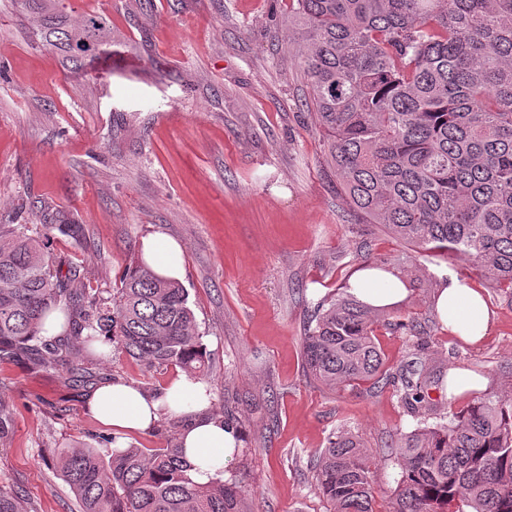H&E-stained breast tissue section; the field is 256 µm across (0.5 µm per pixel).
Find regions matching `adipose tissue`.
<instances>
[{"label":"adipose tissue","instance_id":"adipose-tissue-1","mask_svg":"<svg viewBox=\"0 0 512 512\" xmlns=\"http://www.w3.org/2000/svg\"><path fill=\"white\" fill-rule=\"evenodd\" d=\"M182 254L181 245L174 239L151 236L143 241V260L161 277L180 279ZM349 285L360 302L374 308L394 307L408 296L398 275L377 267L358 269ZM435 308L441 322L466 343H479L489 328L490 314L482 295L459 275L442 276ZM210 406L206 386L184 378L157 394L122 380L107 382L97 387L88 400L95 419L111 428L120 442L127 434L153 430L162 415L186 417L179 444L189 464V477L200 484L223 479L240 448L235 429L225 427L222 419L211 414Z\"/></svg>","mask_w":512,"mask_h":512}]
</instances>
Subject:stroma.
<instances>
[{
    "label": "stroma",
    "mask_w": 512,
    "mask_h": 512,
    "mask_svg": "<svg viewBox=\"0 0 512 512\" xmlns=\"http://www.w3.org/2000/svg\"><path fill=\"white\" fill-rule=\"evenodd\" d=\"M72 17L111 15L114 39L85 69L37 44L18 0H0V224L49 234L101 298L116 295L144 237L181 243L184 273L210 371L211 412L232 415L241 441L227 479L249 490V512H333L311 463L337 428L371 455L379 512L399 468L388 447L419 420L392 388L331 389L307 373L302 344L314 307L363 266L411 289L376 331L388 371L417 360L416 321L431 366L466 369L483 392L512 385V301L470 262L409 250L361 223L323 155L324 133L285 36L290 0H65ZM80 225L78 235L58 232ZM478 289L492 313L475 345L439 321L443 273ZM77 364L97 383L119 378L155 392L182 376L117 347ZM89 387L27 355L0 361V402L12 426L0 444V486L24 512H78L51 455L100 446L110 431L87 410Z\"/></svg>",
    "instance_id": "35a3bbf8"
}]
</instances>
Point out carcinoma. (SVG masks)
<instances>
[{
    "label": "carcinoma",
    "instance_id": "cac0c4a2",
    "mask_svg": "<svg viewBox=\"0 0 512 512\" xmlns=\"http://www.w3.org/2000/svg\"><path fill=\"white\" fill-rule=\"evenodd\" d=\"M34 36L81 70L112 44V18L73 20L62 0H19ZM289 38L326 131V162L352 205L418 253L464 256L512 300V0H294ZM62 333L42 335L49 314ZM373 308L342 293L317 306L304 365L321 384L383 383L409 413L429 411L427 372L383 370ZM188 292L140 263L108 302L75 267L55 268L48 241L0 224V357L23 350L56 368L115 342L153 367L208 370ZM388 512H512V387L475 396L439 422L400 435ZM373 462L339 429L316 458L334 512H375ZM53 466L80 512H245L234 481L196 484L183 450L60 448ZM0 512H20L0 486Z\"/></svg>",
    "mask_w": 512,
    "mask_h": 512
}]
</instances>
